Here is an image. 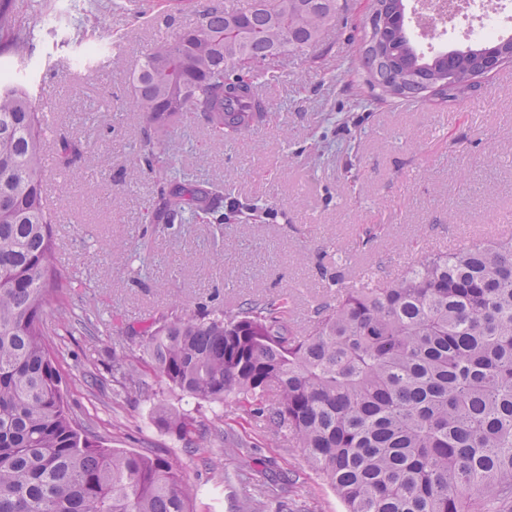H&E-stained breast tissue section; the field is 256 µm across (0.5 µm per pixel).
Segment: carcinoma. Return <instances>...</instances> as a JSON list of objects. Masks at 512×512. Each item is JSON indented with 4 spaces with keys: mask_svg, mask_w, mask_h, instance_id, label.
Here are the masks:
<instances>
[{
    "mask_svg": "<svg viewBox=\"0 0 512 512\" xmlns=\"http://www.w3.org/2000/svg\"><path fill=\"white\" fill-rule=\"evenodd\" d=\"M196 22L143 56L129 75L131 108L150 136L143 161L164 178L173 120L197 113L212 131L245 135L266 111L252 101L247 63L304 54L336 19L340 0H244L198 8L166 0ZM403 0H374L360 63L375 97L456 99L488 74L490 39L430 57L413 46ZM30 38L13 0H0V55L24 64ZM46 129L29 89L0 69V512H196L175 461L105 448L71 415L55 322L69 287L55 266L45 203ZM212 192L161 189L169 214L196 216ZM302 331L288 297L236 313L166 319L145 336L151 370L173 390L233 403L288 429L344 512H512V237L432 252L388 285L350 288ZM143 384L140 358H115ZM159 426L191 440L177 409ZM229 483L253 470L249 446ZM249 512H284L253 485Z\"/></svg>",
    "mask_w": 512,
    "mask_h": 512,
    "instance_id": "carcinoma-1",
    "label": "carcinoma"
}]
</instances>
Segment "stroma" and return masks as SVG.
Returning <instances> with one entry per match:
<instances>
[{
    "label": "stroma",
    "mask_w": 512,
    "mask_h": 512,
    "mask_svg": "<svg viewBox=\"0 0 512 512\" xmlns=\"http://www.w3.org/2000/svg\"><path fill=\"white\" fill-rule=\"evenodd\" d=\"M88 2L96 23L86 43L112 54L104 73L68 42L72 0H50L42 13L14 0L19 26L38 34L28 71L35 107L52 112L54 134L79 149L70 166L46 174L67 300L93 322L59 331L69 408L103 447L178 461L194 504L208 512H243L241 494L207 469L204 453L156 424L158 407L187 413L212 448L226 436L253 444L257 469L287 485L295 512H343L287 429L182 397L149 370L151 397L125 390L112 352L139 348L161 318L235 311L282 293L304 328L316 309L335 305L331 276L349 283L370 271L385 284L426 252L498 238L512 217V94L494 74L454 101L371 102L358 66L370 2L344 0L307 55L258 64L274 78L251 135L217 138L190 116L173 122L171 181L223 188L208 212L180 222L164 212L161 182L141 161L147 126L125 98L138 58L194 17L157 9V0H143L156 8L148 19L111 0Z\"/></svg>",
    "instance_id": "35a3bbf8"
}]
</instances>
